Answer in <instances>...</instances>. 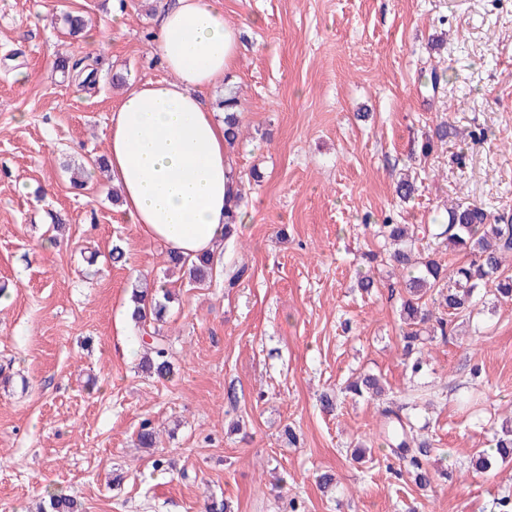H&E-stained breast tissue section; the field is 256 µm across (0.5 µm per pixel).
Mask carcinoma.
Listing matches in <instances>:
<instances>
[{"label": "carcinoma", "mask_w": 512, "mask_h": 512, "mask_svg": "<svg viewBox=\"0 0 512 512\" xmlns=\"http://www.w3.org/2000/svg\"><path fill=\"white\" fill-rule=\"evenodd\" d=\"M220 106L224 110V134L232 146L240 136L238 99L230 95ZM379 233L393 245L388 252L389 262L408 271L403 281L406 296L400 305V318L405 325L402 356L411 376L424 373L427 367L424 326L433 321V330L447 335L454 319L462 314L471 316L489 291L500 303L512 302V274L506 265L512 255V224L491 221L487 209L461 203L448 210L447 221L429 231L413 224H381ZM434 244L462 251L469 255V260L450 268L432 252ZM170 260L184 269L190 279L201 282L212 270L214 257L205 254L188 263L172 253ZM490 283L494 285L491 290L487 289ZM429 289L439 296L441 312L438 314L420 304ZM172 299V292L163 288L155 293L135 289L131 295L134 302L131 318L137 327V339L147 353L141 368L158 377L166 376L172 363L170 345L160 328ZM344 391L354 397H378L384 389L377 375L363 372L350 380ZM421 399L423 396L419 394L410 395L398 406L384 407L382 416L388 422L384 441L390 454L406 465V475L423 489L431 486L435 474L423 462L432 442L429 436L416 434L413 423L412 412L419 409ZM498 461H512L511 424L502 426L496 434L492 451L480 450L473 456L472 466L482 471ZM37 512H81V504L69 495L48 491L41 498Z\"/></svg>", "instance_id": "obj_1"}]
</instances>
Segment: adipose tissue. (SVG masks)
Masks as SVG:
<instances>
[{"label":"adipose tissue","instance_id":"adipose-tissue-1","mask_svg":"<svg viewBox=\"0 0 512 512\" xmlns=\"http://www.w3.org/2000/svg\"><path fill=\"white\" fill-rule=\"evenodd\" d=\"M156 49L169 79L131 85L114 107L107 164L129 223L185 258L219 251L235 193L224 122L204 93L239 45L222 0H166Z\"/></svg>","mask_w":512,"mask_h":512}]
</instances>
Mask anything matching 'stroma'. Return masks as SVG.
<instances>
[{
    "mask_svg": "<svg viewBox=\"0 0 512 512\" xmlns=\"http://www.w3.org/2000/svg\"><path fill=\"white\" fill-rule=\"evenodd\" d=\"M158 10L0 0V512H34L48 490L83 512H201L207 495L234 512L292 501L300 512H498L512 463L478 473L470 460L512 420V303L426 343L428 373L415 378L401 356V273L363 255L385 251L374 225L438 224L455 203L512 220V0H224L239 51L206 102L238 96L247 221L201 284L126 221L110 174L71 187L106 150L113 74L168 76ZM67 13L85 16L98 47L69 35ZM64 56L93 79L63 73ZM443 122L447 142L422 155ZM406 173L416 190L404 202ZM56 224L65 232L45 251ZM161 285L176 296L163 379L142 372L129 311L133 289ZM359 372L395 400L434 394L415 419L447 478L422 490L389 470L377 403L343 392ZM146 422L158 433L149 450L136 445ZM324 472L337 481L328 494Z\"/></svg>",
    "mask_w": 512,
    "mask_h": 512,
    "instance_id": "1",
    "label": "stroma"
}]
</instances>
